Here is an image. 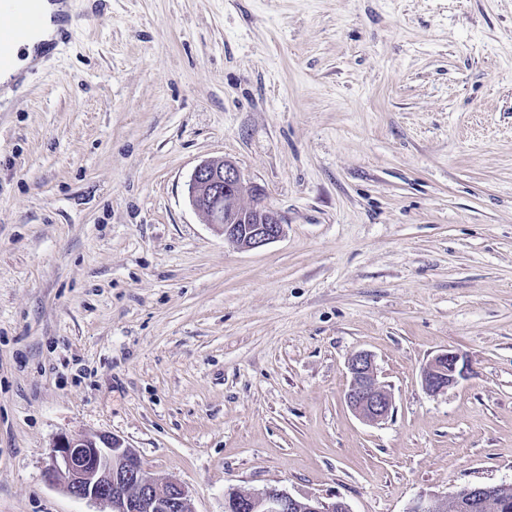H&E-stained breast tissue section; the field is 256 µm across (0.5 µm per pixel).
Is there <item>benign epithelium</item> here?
Masks as SVG:
<instances>
[{
  "label": "benign epithelium",
  "instance_id": "benign-epithelium-1",
  "mask_svg": "<svg viewBox=\"0 0 512 512\" xmlns=\"http://www.w3.org/2000/svg\"><path fill=\"white\" fill-rule=\"evenodd\" d=\"M247 195L252 204L242 208ZM192 205L209 223L219 226L224 239L254 249L278 240L284 232L281 220L265 204V191L247 182L230 161L198 164L189 183ZM349 384L344 400L362 420L378 423L388 418L393 397L379 380L371 354L358 352L348 362ZM466 367L456 352L434 357L422 371V385L431 394L448 390L464 376ZM50 481L80 499L105 502L111 512H195L191 496L177 480L160 481L143 466L136 451L112 435L97 434L61 439L52 449L47 470ZM506 485L474 484L459 488L451 498H418L409 512H499V498ZM224 512H350L335 499L298 498L284 489L231 492Z\"/></svg>",
  "mask_w": 512,
  "mask_h": 512
}]
</instances>
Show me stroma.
<instances>
[{
    "label": "stroma",
    "instance_id": "stroma-1",
    "mask_svg": "<svg viewBox=\"0 0 512 512\" xmlns=\"http://www.w3.org/2000/svg\"><path fill=\"white\" fill-rule=\"evenodd\" d=\"M0 95V512L118 437L196 512L271 486L350 512L512 484V0H72ZM233 161L283 219L192 206ZM374 356L393 395L344 401ZM453 351L464 377L432 395ZM192 205L209 224H216L225 240L244 249H254L278 240L284 232L281 220L265 204V191L247 182L230 161H204L198 164L189 183ZM250 196L252 204L242 208L238 200ZM466 367L456 352H443L434 357L422 371V385L431 394L448 390L464 376ZM349 384L344 400L349 409L362 420L378 423L388 418L393 397L379 380L371 354L358 352L348 362Z\"/></svg>",
    "mask_w": 512,
    "mask_h": 512
}]
</instances>
